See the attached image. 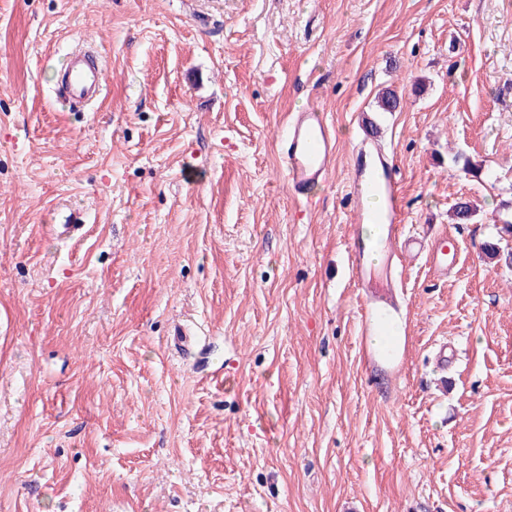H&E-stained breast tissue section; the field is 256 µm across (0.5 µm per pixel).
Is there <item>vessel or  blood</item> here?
<instances>
[{
  "label": "vessel or blood",
  "instance_id": "1",
  "mask_svg": "<svg viewBox=\"0 0 512 512\" xmlns=\"http://www.w3.org/2000/svg\"><path fill=\"white\" fill-rule=\"evenodd\" d=\"M105 82V71L93 52L79 48L62 63L58 96L67 107L86 109L101 97ZM335 158L334 129L320 104L313 101L292 113L280 156L290 193L301 200L309 199L312 188L333 171ZM351 181L352 211L358 224L377 225L384 246L375 252L365 242H355L350 256V281L369 295L362 333L380 337L374 353L388 359L394 353L392 327L399 320L394 303L398 270L424 253L437 272L447 273L458 262V249L445 236L432 240L418 232L403 233L404 208L391 161L371 137L361 138L352 157Z\"/></svg>",
  "mask_w": 512,
  "mask_h": 512
}]
</instances>
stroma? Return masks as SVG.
<instances>
[{"label":"stroma","mask_w":512,"mask_h":512,"mask_svg":"<svg viewBox=\"0 0 512 512\" xmlns=\"http://www.w3.org/2000/svg\"><path fill=\"white\" fill-rule=\"evenodd\" d=\"M79 45L106 82L75 112ZM311 100L336 166L306 203L279 138ZM364 114L407 229L460 247L404 269L393 364L349 277ZM511 212L512 0H0V512H512V265L483 251ZM105 71L93 52L86 47L73 50L62 63L57 82L58 96L68 108L86 109L102 95Z\"/></svg>","instance_id":"1"}]
</instances>
